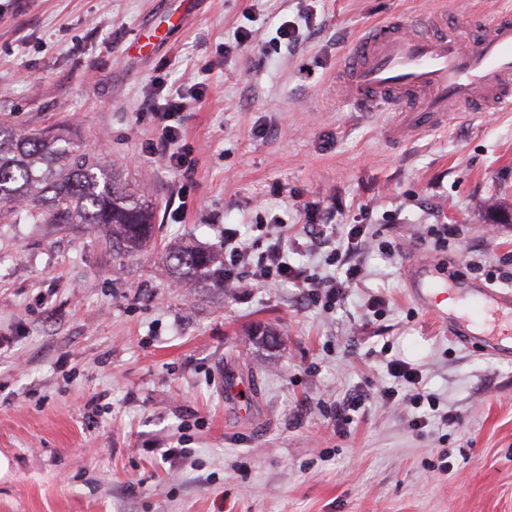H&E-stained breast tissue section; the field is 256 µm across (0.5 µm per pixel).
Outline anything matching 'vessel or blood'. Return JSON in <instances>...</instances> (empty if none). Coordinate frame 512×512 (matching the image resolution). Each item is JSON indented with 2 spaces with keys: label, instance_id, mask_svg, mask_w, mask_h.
<instances>
[{
  "label": "vessel or blood",
  "instance_id": "vessel-or-blood-1",
  "mask_svg": "<svg viewBox=\"0 0 512 512\" xmlns=\"http://www.w3.org/2000/svg\"><path fill=\"white\" fill-rule=\"evenodd\" d=\"M337 83L345 101L365 112L397 113L413 128L443 122L452 112L511 110L512 9L499 12L472 37L449 33L446 21L433 15L372 27L359 38ZM468 294L481 323L477 333L433 301L428 289L412 291L414 301L461 342L512 357V347L504 346L497 332L499 323L512 320V291L478 283Z\"/></svg>",
  "mask_w": 512,
  "mask_h": 512
}]
</instances>
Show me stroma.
Returning a JSON list of instances; mask_svg holds the SVG:
<instances>
[{
	"label": "stroma",
	"instance_id": "35a3bbf8",
	"mask_svg": "<svg viewBox=\"0 0 512 512\" xmlns=\"http://www.w3.org/2000/svg\"><path fill=\"white\" fill-rule=\"evenodd\" d=\"M500 0H0V123L67 128L144 190L160 230L119 259L87 225L0 224V512H512V359L448 333L405 270L438 280L512 256V112H454L395 136L336 88L371 26ZM296 30L277 39L282 23ZM202 84L179 118L191 174L153 148L148 104ZM183 198L186 212L169 207ZM281 217L398 244L364 251L324 311L298 288H176L168 249ZM459 224L447 251L418 246ZM282 342L266 355L256 327ZM417 369L457 424L416 433L379 397ZM243 386L245 404L224 398ZM364 395L344 435L336 403ZM164 448L175 449L161 459ZM449 472H439L438 449ZM459 224H431L427 228L426 234L417 238L419 245L430 246L433 244L434 249H448L451 239H458L460 235Z\"/></svg>",
	"mask_w": 512,
	"mask_h": 512
}]
</instances>
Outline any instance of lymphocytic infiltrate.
<instances>
[{
  "mask_svg": "<svg viewBox=\"0 0 512 512\" xmlns=\"http://www.w3.org/2000/svg\"><path fill=\"white\" fill-rule=\"evenodd\" d=\"M203 94L202 87H195L192 94H170L164 103H152L151 110L161 129L160 146L168 150V163L176 169H191L187 153L171 151L170 146L183 138L181 125L176 122L180 113L188 111L193 101ZM257 237H245L233 228L224 231V285L228 288H272L288 282L301 288L305 297L323 308L332 310L346 296L364 274L358 259L357 246L367 238L366 225H351L346 233L344 246L336 244V227L332 224L313 225L309 232L312 249L325 250V263L330 273L320 274L288 260V227L280 219L257 225ZM393 377L402 380L403 389L386 387L379 395L385 402L416 409L408 425L420 432L433 423L448 424V413L438 411L424 414L420 408L425 394L421 376L401 361L389 365Z\"/></svg>",
  "mask_w": 512,
  "mask_h": 512,
  "instance_id": "f902f5d3",
  "label": "lymphocytic infiltrate"
}]
</instances>
